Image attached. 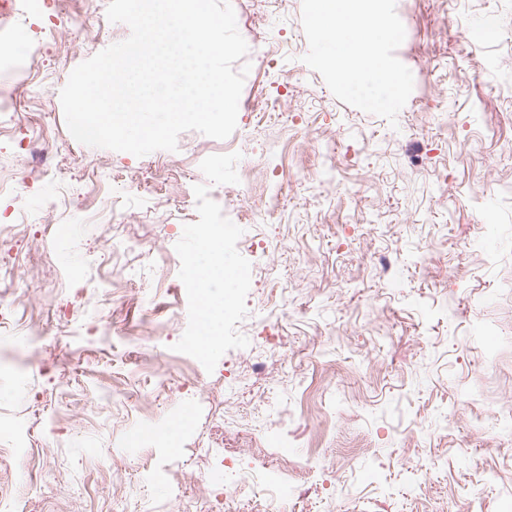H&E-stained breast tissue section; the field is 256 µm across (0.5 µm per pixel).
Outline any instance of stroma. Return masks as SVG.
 <instances>
[{
	"instance_id": "stroma-1",
	"label": "stroma",
	"mask_w": 512,
	"mask_h": 512,
	"mask_svg": "<svg viewBox=\"0 0 512 512\" xmlns=\"http://www.w3.org/2000/svg\"><path fill=\"white\" fill-rule=\"evenodd\" d=\"M22 2L20 118L0 131V359L15 366L0 428L23 426L29 457L0 437V464L28 512H218L226 496L259 512L248 476L275 468L281 512H505L512 0H397L414 88L394 126L304 63L302 0H230L251 65L236 130L140 158L71 142L59 97L129 27L108 0ZM489 15L499 40L473 45ZM35 137L64 181L33 171ZM233 152L250 181L209 196L244 230L249 345L209 373L173 349L188 323L175 244L201 161ZM180 414L177 449L133 443Z\"/></svg>"
}]
</instances>
